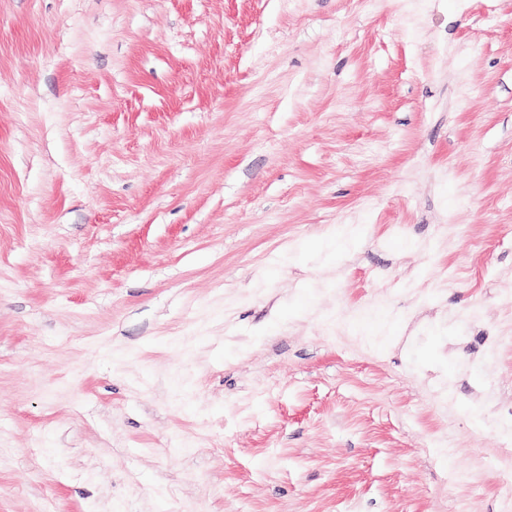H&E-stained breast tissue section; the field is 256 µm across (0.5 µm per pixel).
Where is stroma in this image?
Returning a JSON list of instances; mask_svg holds the SVG:
<instances>
[{
	"label": "stroma",
	"instance_id": "obj_1",
	"mask_svg": "<svg viewBox=\"0 0 512 512\" xmlns=\"http://www.w3.org/2000/svg\"><path fill=\"white\" fill-rule=\"evenodd\" d=\"M511 294L512 0H0V512H504Z\"/></svg>",
	"mask_w": 512,
	"mask_h": 512
}]
</instances>
